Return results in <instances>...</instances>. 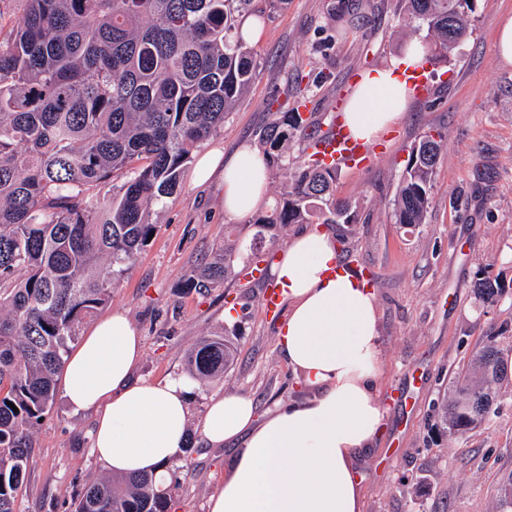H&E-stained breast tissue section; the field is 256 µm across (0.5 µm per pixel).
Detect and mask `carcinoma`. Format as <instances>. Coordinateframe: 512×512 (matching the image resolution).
<instances>
[{
  "label": "carcinoma",
  "instance_id": "obj_1",
  "mask_svg": "<svg viewBox=\"0 0 512 512\" xmlns=\"http://www.w3.org/2000/svg\"><path fill=\"white\" fill-rule=\"evenodd\" d=\"M426 31L427 62L448 58L466 36L476 0H401ZM288 0H23L0 34V512H17L35 427L56 396L80 325L112 297L114 281L154 236L151 206L177 193L201 144L248 88L254 61L240 30ZM298 93L270 113L259 134L268 155L288 160L310 127ZM427 133L414 146L393 200L397 224H424L444 145ZM293 178L267 214L251 220L249 250L274 226L352 224L336 198L337 169L302 152ZM124 176L112 197L100 188ZM237 242L202 261L183 287L224 286ZM486 302L503 294L487 277ZM235 330L204 337L188 357L202 382L221 380ZM512 361L488 338L464 375L448 385L437 427L465 438L496 415ZM18 411H13L8 403ZM70 512H169L150 475L89 483ZM497 512H512V471L498 486Z\"/></svg>",
  "mask_w": 512,
  "mask_h": 512
}]
</instances>
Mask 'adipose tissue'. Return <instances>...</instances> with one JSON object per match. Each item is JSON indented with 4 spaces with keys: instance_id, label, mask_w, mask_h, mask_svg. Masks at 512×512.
I'll return each mask as SVG.
<instances>
[{
    "instance_id": "obj_1",
    "label": "adipose tissue",
    "mask_w": 512,
    "mask_h": 512,
    "mask_svg": "<svg viewBox=\"0 0 512 512\" xmlns=\"http://www.w3.org/2000/svg\"><path fill=\"white\" fill-rule=\"evenodd\" d=\"M424 56L412 43L389 66L363 76L343 114L352 137L370 142L400 121L412 94L402 74ZM214 178L224 185L225 213L249 216L264 201L267 160L247 147L228 156L213 150L194 180ZM271 274L288 307L277 348L310 395L261 420L246 395L210 398L200 433L211 446L236 450L206 512H363L354 460L381 437L385 419L375 296L317 227L279 251ZM142 354L126 314L96 321L66 360L63 395L74 410L96 413L93 453L108 472L146 471L165 483L186 440L190 386L183 377L134 378Z\"/></svg>"
}]
</instances>
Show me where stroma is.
I'll return each mask as SVG.
<instances>
[{
    "label": "stroma",
    "instance_id": "1",
    "mask_svg": "<svg viewBox=\"0 0 512 512\" xmlns=\"http://www.w3.org/2000/svg\"><path fill=\"white\" fill-rule=\"evenodd\" d=\"M511 13L512 0H477L459 47L427 67L431 94L410 98L373 163L338 172L336 195L355 206L357 220L328 230L343 237L346 266L375 293L382 355L385 430L356 461L363 512H495L499 480L512 471V383L501 389L497 417L465 441L434 428L435 402L483 338L512 346V63L499 59L495 45L497 23ZM420 36L399 0H288L253 43L255 75L202 152L258 148L270 104L284 100L297 81L314 122L328 128L360 78ZM432 129L444 133L447 146L433 174L427 221L405 226L396 223L391 200L411 146ZM152 210L156 234L96 315L128 314L143 344L135 374L151 379L185 374L201 338L238 325L236 355L223 380L195 383L189 393L188 448L165 486L171 512H206L232 453L200 434L209 399L236 391L262 414L308 392L277 349L286 309L266 312L265 282L242 275L251 253H240L223 287L199 293L182 286L223 243L228 226L251 237L248 219L225 215L223 185H196L185 170L177 193ZM483 276L504 287L495 302L477 294ZM230 307L231 322L224 317ZM95 421L94 412H73L56 396L36 432L19 512H68L88 482L105 476L91 448ZM394 448L397 458L387 461Z\"/></svg>",
    "mask_w": 512,
    "mask_h": 512
}]
</instances>
